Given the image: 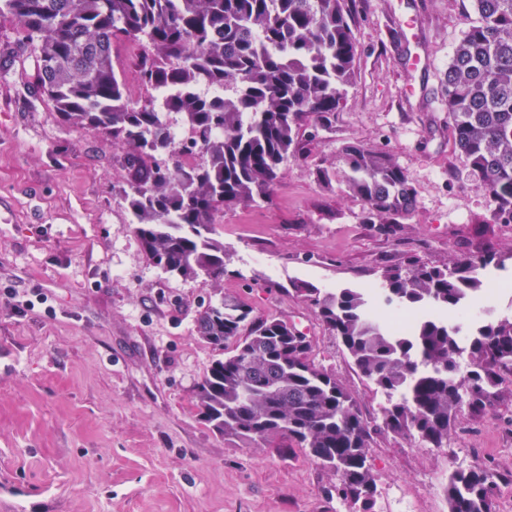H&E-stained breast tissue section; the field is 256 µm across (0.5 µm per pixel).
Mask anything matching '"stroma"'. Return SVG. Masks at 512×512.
Instances as JSON below:
<instances>
[{"label":"stroma","mask_w":512,"mask_h":512,"mask_svg":"<svg viewBox=\"0 0 512 512\" xmlns=\"http://www.w3.org/2000/svg\"><path fill=\"white\" fill-rule=\"evenodd\" d=\"M358 44L356 78L332 129L284 164L268 202L225 208L215 230L231 276L184 280L154 265L121 190L124 146L75 130L37 91L34 45L0 17V512H339L337 478L298 449L248 445L213 431L196 387L217 353L196 333L202 306L238 298L253 318L306 333L316 363L354 392L369 421L384 398L293 282L372 288L410 257L443 266L486 251L512 279V224L456 151L444 78L470 0H346ZM418 18L404 41L399 22ZM420 54L430 66L410 72ZM415 96L404 94L407 84ZM361 145L391 154L417 204L391 235L361 220L342 167ZM495 417L466 422L444 448L379 435L370 464L375 512H448L443 485L476 455L512 470V376Z\"/></svg>","instance_id":"1"}]
</instances>
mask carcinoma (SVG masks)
Listing matches in <instances>:
<instances>
[{
	"instance_id": "obj_1",
	"label": "carcinoma",
	"mask_w": 512,
	"mask_h": 512,
	"mask_svg": "<svg viewBox=\"0 0 512 512\" xmlns=\"http://www.w3.org/2000/svg\"><path fill=\"white\" fill-rule=\"evenodd\" d=\"M479 19L448 64L447 97L456 151L494 203L492 223L512 224V0H472ZM38 56V91L68 127L122 141L128 172L122 194L149 259L184 279L219 283L228 273L215 217L270 196L282 165L305 149L303 127L329 129L355 76L358 45L345 0H0ZM143 48L147 95L130 100L115 69L116 44ZM161 86L177 92L157 107ZM223 87L222 95L200 90ZM188 141L175 145L169 116ZM167 159L159 161L157 156ZM198 160L188 164L185 156ZM346 182L363 204L362 221L390 235L416 204L403 168L386 152L345 148ZM496 253L430 266L411 260L379 275L382 309L415 315L400 335L354 288L292 291L337 337L357 371L386 397L370 424L355 395L312 356V342L287 321L261 320L246 336L251 310L223 297L196 319L198 336L218 350L196 389L216 432L247 444L279 439L340 480L347 512H374L378 485L369 464L376 434L446 448L463 418L480 421L503 400L512 375V314L455 318L483 292L475 271ZM512 471L489 461L454 470L448 512H493Z\"/></svg>"
}]
</instances>
